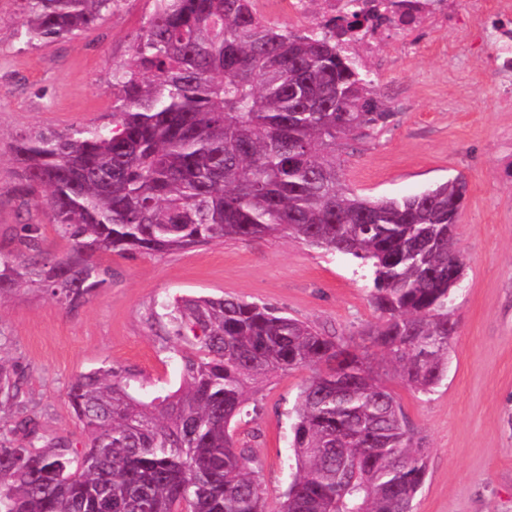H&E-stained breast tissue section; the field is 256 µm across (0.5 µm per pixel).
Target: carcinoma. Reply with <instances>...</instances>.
Wrapping results in <instances>:
<instances>
[{
	"mask_svg": "<svg viewBox=\"0 0 512 512\" xmlns=\"http://www.w3.org/2000/svg\"><path fill=\"white\" fill-rule=\"evenodd\" d=\"M117 4L23 0L20 36L72 37ZM373 19L355 11L342 28ZM112 99L110 128L15 144L19 195L46 203L71 249L50 259L39 226L22 225L27 257L0 255V297L45 290L75 308L107 281L100 253L284 236L370 267L383 320L354 345L237 297L163 305L183 342L178 388L142 397L110 364L79 374L68 398L83 448L19 419L0 434V512H264L260 465L231 422L254 384L299 368L312 376L281 512H411L424 449L376 365L424 393L447 375L466 179L400 198L346 188L337 151L384 127L390 107L336 25L294 32L257 0H155L131 57L112 68ZM0 394H19L1 362Z\"/></svg>",
	"mask_w": 512,
	"mask_h": 512,
	"instance_id": "1",
	"label": "carcinoma"
}]
</instances>
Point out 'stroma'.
<instances>
[{
	"label": "stroma",
	"instance_id": "obj_1",
	"mask_svg": "<svg viewBox=\"0 0 512 512\" xmlns=\"http://www.w3.org/2000/svg\"><path fill=\"white\" fill-rule=\"evenodd\" d=\"M155 8L121 0L81 35L38 45L19 31L23 0H0V251L15 252L22 223L39 225L44 252L61 258L68 238L45 205L16 192L15 140L35 130L112 124V69L127 60ZM375 78L393 116L371 138L340 150L346 184L373 199L400 197L464 175L468 191L456 230L468 259L452 299L458 327L448 375L434 391L382 379L426 451L413 512H512V108L478 21L439 29ZM112 275L89 301L60 305L45 292L0 300V361L19 396L0 404V425L37 414L47 434L80 443L68 391L81 373L112 365L144 396L180 383L175 336L153 314L183 297L233 296L277 309L329 335L357 336L379 316L372 274L339 253L285 237L220 240L167 254L108 253ZM309 370L261 383L231 423L261 466L267 512H279L295 472V406Z\"/></svg>",
	"mask_w": 512,
	"mask_h": 512
}]
</instances>
